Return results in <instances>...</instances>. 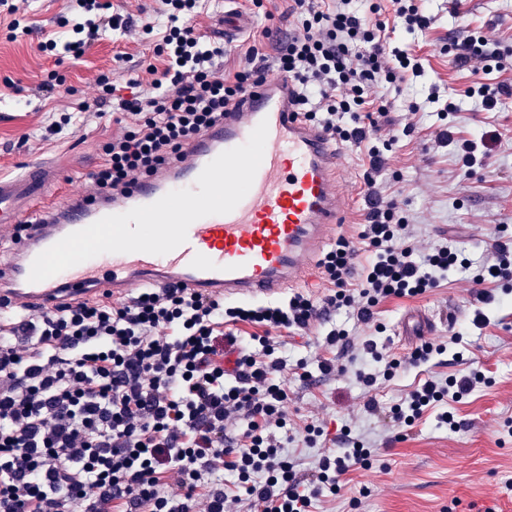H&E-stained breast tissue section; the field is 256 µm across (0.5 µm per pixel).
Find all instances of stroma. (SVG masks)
Listing matches in <instances>:
<instances>
[{"instance_id":"35a3bbf8","label":"stroma","mask_w":512,"mask_h":512,"mask_svg":"<svg viewBox=\"0 0 512 512\" xmlns=\"http://www.w3.org/2000/svg\"><path fill=\"white\" fill-rule=\"evenodd\" d=\"M113 12L128 17V28L102 33L80 58L40 54L38 43L45 37L70 40V28L61 26L69 13V0H22L20 7L33 32L24 40L6 37L9 19L0 15V172H15L26 162L53 159L60 172L61 192L77 195L90 185L89 176L102 164V147L122 130L116 114L98 116L81 111L82 102L98 94L100 76L127 83L137 79L150 83L148 65L162 66L155 48L165 30L166 19L157 15V0H110ZM291 0H204L198 14L183 23L195 32L223 37L224 16L235 11L244 29L224 44V70L231 73L244 65L255 41L265 29L289 32ZM436 22L426 35L403 29L391 32L394 46L417 55L425 68L416 83L405 82L396 95L392 112L395 129L411 125L389 154L380 188L407 209L418 245L428 251L448 246L480 262L494 237H512V97L497 111H482L468 89L475 78L457 69L445 51L449 39L461 30L494 28L496 36L512 47V0H429ZM154 16L153 34H143L141 21ZM56 73L54 93L41 95L38 84ZM458 105L447 118H439L437 107L426 104L430 86ZM422 103L409 113V102ZM70 115L71 123L53 136L49 127ZM452 128L455 138L486 135L490 157L485 167L464 176L451 147L436 143L439 129ZM340 178L349 199L348 222L341 232L357 237L368 204L363 174L365 156L347 144H339ZM471 283L449 273L439 287L417 297L390 298L377 307L376 317L386 327L392 352L403 354L427 340L447 344L443 354L425 365L410 367L392 378L380 379L375 387L358 384L353 374L324 375L318 363L337 354L358 356L367 338V328L355 324L347 311L329 310L321 325L324 331L342 325L350 333L345 351L327 347L322 335L283 334L289 363L305 360L310 373L302 380L294 373L282 375L289 400L285 408L288 431L282 434L288 451L300 468L314 466L319 448L303 441L306 425L322 426L325 447L337 448L341 428L368 440L377 453L368 467L345 476L339 495L328 496L316 512H512V437L503 435L505 421L512 420V302L487 307L486 324L474 326ZM426 314L431 327L424 337L407 336L402 323L411 314ZM462 334L461 343L450 338ZM482 371L485 381L451 410L459 429L438 427L435 411H427L407 429L404 440L388 420L367 414L364 405L375 399L388 407L419 380L427 377L460 376Z\"/></svg>"}]
</instances>
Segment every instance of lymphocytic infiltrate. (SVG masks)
Wrapping results in <instances>:
<instances>
[{"mask_svg":"<svg viewBox=\"0 0 512 512\" xmlns=\"http://www.w3.org/2000/svg\"><path fill=\"white\" fill-rule=\"evenodd\" d=\"M385 21L375 0H293L294 31L276 42L278 69L294 87L298 112L332 139L365 150L369 203L357 240L338 238L319 266L332 292L325 307L295 292L275 305H225L180 285L140 288L115 301L103 296L56 310L0 318V512H191L203 474L225 471L256 512H313L323 494H337L350 471L369 465L365 441L321 454L303 472L278 437L287 425L288 390L277 380L289 366L280 334L315 329L325 308L348 310L357 323L373 322L376 308L391 297H415L438 287L449 271L477 285L481 308L498 294L512 293V240L497 239L491 257L473 264L450 247L421 251L410 220L394 199L377 190L386 154L395 137L388 125L386 93L407 78H418V58L392 47L390 22L426 33L435 18L424 0H391ZM80 20L65 44L39 42L40 52L82 54L100 32L120 29L109 0H74ZM199 0H161L167 19L159 52L163 67H150L153 94L129 81L123 96L108 79L83 110H117L131 126L103 146L104 161L91 178L98 188L119 191L166 160L182 156L191 141L235 107L265 80V42L255 43L234 74L223 69L224 44L184 26ZM454 65L477 76L470 88L483 111L492 112L512 96V81L487 83L492 72H512V49L491 32L453 39L447 48ZM372 254L357 264L358 244ZM497 284V292L484 283ZM262 327L260 353L241 352L233 369L224 351L237 342L225 325ZM353 372L374 386L379 377L417 367L445 345L423 343L406 356L390 354L378 337L363 343ZM480 375L427 379L390 410L396 426H413L435 404L460 401ZM242 416L238 437L224 421ZM179 476L178 494L162 479Z\"/></svg>","mask_w":512,"mask_h":512,"instance_id":"lymphocytic-infiltrate-1","label":"lymphocytic infiltrate"}]
</instances>
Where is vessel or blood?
Instances as JSON below:
<instances>
[{
	"label": "vessel or blood",
	"instance_id": "b4317fda",
	"mask_svg": "<svg viewBox=\"0 0 512 512\" xmlns=\"http://www.w3.org/2000/svg\"><path fill=\"white\" fill-rule=\"evenodd\" d=\"M286 79L266 81L246 94L198 136L182 158L139 178L127 190H58L51 160L0 173V225H34L0 259V303L36 312L104 295L119 298L132 285L179 284L227 300L280 294L300 281L344 224L346 199L339 185L340 154L329 137L292 106ZM268 136L262 163L247 195L227 214L208 215L188 228L175 250L103 253L46 280L30 282L33 260L70 233L102 217L149 205L169 191L194 187L220 153L244 144L260 122Z\"/></svg>",
	"mask_w": 512,
	"mask_h": 512
}]
</instances>
